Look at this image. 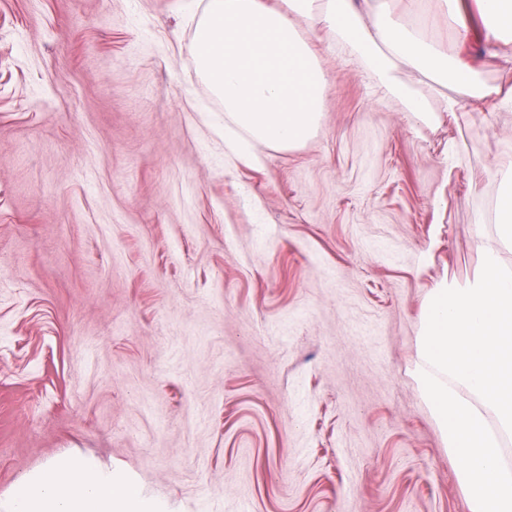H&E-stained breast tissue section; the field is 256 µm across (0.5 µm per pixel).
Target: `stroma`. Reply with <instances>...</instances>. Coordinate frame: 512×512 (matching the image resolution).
Instances as JSON below:
<instances>
[{"mask_svg":"<svg viewBox=\"0 0 512 512\" xmlns=\"http://www.w3.org/2000/svg\"><path fill=\"white\" fill-rule=\"evenodd\" d=\"M198 0H0V498L72 454L157 512H471L414 379L512 110L416 124L346 46L316 134L224 153ZM427 37L512 79L478 23Z\"/></svg>","mask_w":512,"mask_h":512,"instance_id":"35a3bbf8","label":"stroma"}]
</instances>
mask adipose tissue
<instances>
[{"mask_svg":"<svg viewBox=\"0 0 512 512\" xmlns=\"http://www.w3.org/2000/svg\"><path fill=\"white\" fill-rule=\"evenodd\" d=\"M486 41L512 43V0H477ZM349 46L380 88L400 97L419 124L465 112L473 100L512 108V85L491 87L461 56L428 40L393 0H204L190 42L197 71L221 101L230 123L224 141L242 157L241 135L257 144L294 149L317 130L328 83L321 44ZM437 86L454 84L461 98L435 109L431 97L399 85L398 69ZM0 512H149L138 489L73 455L21 478Z\"/></svg>","mask_w":512,"mask_h":512,"instance_id":"1","label":"adipose tissue"}]
</instances>
